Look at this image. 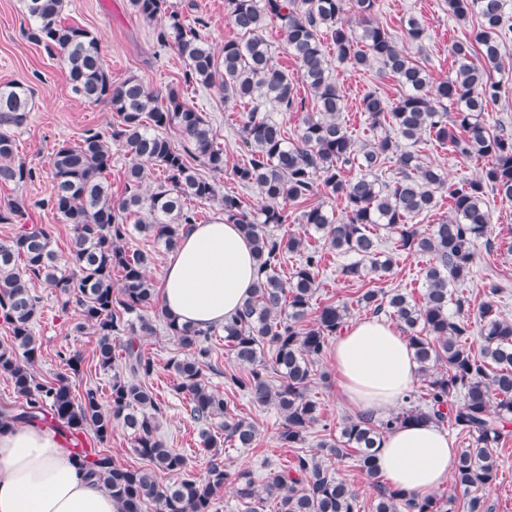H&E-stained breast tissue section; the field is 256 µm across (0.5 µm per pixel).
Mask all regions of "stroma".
<instances>
[{"label":"stroma","instance_id":"1","mask_svg":"<svg viewBox=\"0 0 512 512\" xmlns=\"http://www.w3.org/2000/svg\"><path fill=\"white\" fill-rule=\"evenodd\" d=\"M195 2V9H188V2ZM178 10L188 11L190 17H200L206 22L201 33L214 49H221L225 40L235 37L230 25L224 0H170ZM418 19L427 31L423 41L413 42L404 35L408 18ZM375 20L390 28L397 36L400 48L410 59L435 80L454 76L455 65L450 52L452 42L471 37L478 27L476 19L457 21L448 12L445 0H378ZM65 24L76 25L92 31L100 40L106 67L113 82L119 83L136 76L159 94H166L172 87L180 88L189 104L204 112L224 150L223 173H210L203 159H192L191 164L201 175L211 176L218 194H243L251 207H258L261 199L252 189L241 188L233 176L235 166L243 164L247 149L241 140V114L246 104L225 101L216 89L199 85L185 86L182 73L184 63L176 51L160 48L156 42V22L136 15L128 0H66L63 15ZM29 20L22 11L19 0H0V86L20 83L33 93V106L26 124L16 137V160L25 162L36 172L34 181L21 186L0 185V206L7 201L22 199L25 214L21 223L1 224L0 238L14 235L20 225L43 226L52 231V247L59 255H67L71 225L61 223L53 211L41 207L42 199L50 193V158L58 143L77 142L85 130L106 127L112 120L111 112L103 105L94 104L75 95L69 84L65 66L50 58L42 47L29 41L25 35ZM330 73L342 97L344 107L341 118L356 140L373 138L374 132L360 108L363 96L377 92L386 101L397 100L402 88L392 79L383 77L378 62L364 69H357L351 61L332 59ZM419 157L422 162L439 166L449 181L480 175L485 162L456 154L435 141L421 143ZM491 212L487 241L477 242L474 277L467 287L472 305H479L485 298L488 281L499 282L504 292L498 305L503 316L512 318V202L492 196L488 199ZM394 235H386L381 243L383 251L393 253L396 265L390 277L377 281L371 278L347 281L341 278L339 268L344 256L328 251L326 264L320 278L321 286L313 299L314 306L326 302L347 303L350 320L368 317L369 312L356 304L358 296L366 289L381 287L400 288L410 295H418L422 286L425 257L408 255L394 248ZM41 297V316L35 331L42 343L43 356L37 367L40 377L51 379L65 373L66 368L57 358L61 349L79 350L84 358L82 373L71 380L74 394L85 388H99L108 392L111 373L102 371L96 364V337L84 327L76 308H63V298L54 290L35 285ZM213 357L219 368L210 375L209 382L215 392L229 400L232 414L253 420L258 436L250 448L228 449L223 453L225 466L232 471L251 470L255 478H263L267 467H285L292 464L295 449L279 443L276 432L279 416L275 409L253 406L247 398L231 389L225 376L238 372L223 337H215ZM144 349L156 364L157 370L151 386L164 404L160 419V433L168 447L178 449L188 462V473L202 475L209 457L200 445L198 424L186 412V402L173 390V374L168 367L171 359L179 357L176 343L165 332L147 338ZM310 394L322 408L320 424L315 425L305 447L315 450L325 433L338 430L342 420L353 410L344 401L336 368L331 356H324L318 363ZM499 478L487 489L485 500L491 512H512V437L496 450Z\"/></svg>","mask_w":512,"mask_h":512}]
</instances>
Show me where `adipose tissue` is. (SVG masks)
I'll return each mask as SVG.
<instances>
[{"mask_svg": "<svg viewBox=\"0 0 512 512\" xmlns=\"http://www.w3.org/2000/svg\"><path fill=\"white\" fill-rule=\"evenodd\" d=\"M256 277L250 242L219 217L182 234L161 275L160 303L178 321L220 325L249 297ZM333 357L346 403L361 412L396 407L416 380L412 350L382 319L348 326ZM456 455L447 432L422 421L387 434L377 465L387 484L424 496L445 483ZM0 512H116V505L97 480L79 473L52 430L17 424L0 432Z\"/></svg>", "mask_w": 512, "mask_h": 512, "instance_id": "adipose-tissue-1", "label": "adipose tissue"}]
</instances>
